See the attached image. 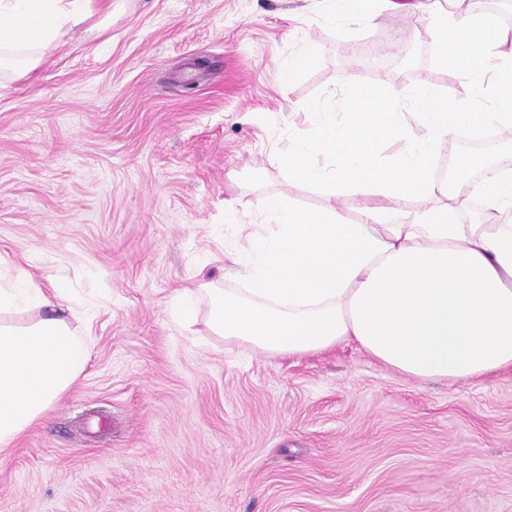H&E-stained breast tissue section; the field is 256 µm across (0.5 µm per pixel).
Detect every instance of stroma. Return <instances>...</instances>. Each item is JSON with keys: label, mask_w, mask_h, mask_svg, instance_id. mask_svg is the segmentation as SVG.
<instances>
[{"label": "stroma", "mask_w": 512, "mask_h": 512, "mask_svg": "<svg viewBox=\"0 0 512 512\" xmlns=\"http://www.w3.org/2000/svg\"><path fill=\"white\" fill-rule=\"evenodd\" d=\"M432 0H112L102 35L69 32L48 64L0 74V260L63 279L90 310V359L0 450V512H512V370L422 381L349 343L273 357L169 314L195 287L233 199L324 196L279 158L315 115L344 122L347 75L490 95L439 60ZM408 47L374 64L348 47ZM316 67L282 81L307 43Z\"/></svg>", "instance_id": "stroma-1"}]
</instances>
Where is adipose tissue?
I'll use <instances>...</instances> for the list:
<instances>
[{
	"label": "adipose tissue",
	"instance_id": "adipose-tissue-1",
	"mask_svg": "<svg viewBox=\"0 0 512 512\" xmlns=\"http://www.w3.org/2000/svg\"><path fill=\"white\" fill-rule=\"evenodd\" d=\"M431 25L444 64L468 82L485 81L499 60L492 108L454 103L425 84L407 96L416 125L400 120L390 86L347 78L344 123L323 112L292 140L281 163L289 179L318 186L322 207L303 211L287 196L265 197L263 224H241L223 267L228 288L203 283L178 291L171 314L193 320L207 300V326L225 344L246 343L272 356H299L353 343L375 360L419 380L470 382L512 369V154L487 161L464 155L461 172L483 170L467 194L484 204L483 220L464 224L442 203L392 224L394 205L447 194L433 174L442 142L497 125L512 136V37L466 0L435 9ZM112 0H0V72L24 77L43 66L73 28L101 33ZM399 143L382 158L383 142ZM329 159L331 169L315 157ZM368 202L357 222L338 205L347 193ZM62 284L44 290L25 268L0 285V447L9 446L73 384L89 349L65 314Z\"/></svg>",
	"mask_w": 512,
	"mask_h": 512
}]
</instances>
